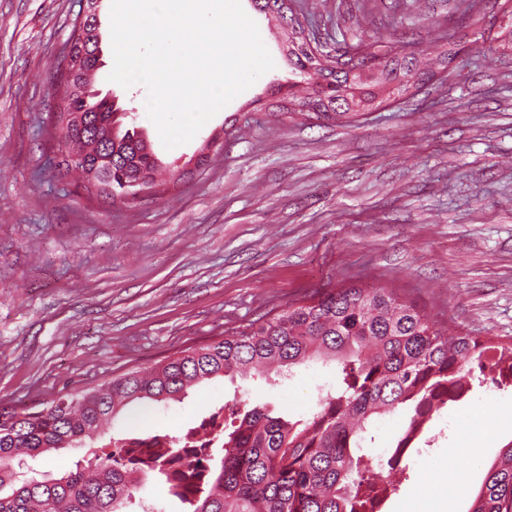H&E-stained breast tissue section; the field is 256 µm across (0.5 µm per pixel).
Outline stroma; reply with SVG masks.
<instances>
[{
	"mask_svg": "<svg viewBox=\"0 0 512 512\" xmlns=\"http://www.w3.org/2000/svg\"><path fill=\"white\" fill-rule=\"evenodd\" d=\"M241 4L275 67L170 150L146 88L108 79L102 12L95 86L134 113L162 165L187 166L219 139L205 165L125 204L88 196L48 133L84 0H0L1 408H40L334 288H386L440 325L512 339V0H292L323 52L434 64L430 80L354 123L283 112L304 76L276 21ZM334 370L214 378L178 401L129 405L36 470L61 477L111 438L174 435L245 394L307 416ZM425 434L430 462L412 457L382 512H427L447 470L464 483L453 512H467L512 441V391L480 388Z\"/></svg>",
	"mask_w": 512,
	"mask_h": 512,
	"instance_id": "35a3bbf8",
	"label": "stroma"
}]
</instances>
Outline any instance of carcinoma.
I'll return each mask as SVG.
<instances>
[{
  "label": "carcinoma",
  "mask_w": 512,
  "mask_h": 512,
  "mask_svg": "<svg viewBox=\"0 0 512 512\" xmlns=\"http://www.w3.org/2000/svg\"><path fill=\"white\" fill-rule=\"evenodd\" d=\"M99 40L96 14L73 24L70 65L76 73L60 72L50 125L66 149L65 172H78L88 191L96 160L119 141L110 174L115 199L134 189L139 165L155 169L159 163L143 134L125 126L112 104L95 94L97 61L88 57L76 67L81 52L91 53ZM294 65L326 81L315 96L294 102L319 106L337 121L359 116L354 108L378 96L363 90L359 75L314 69L306 56H296ZM431 76L412 60L392 57L376 85L402 94L412 80ZM70 112L85 113L88 126L62 127ZM317 360L336 363V386L318 396L310 416L277 415L241 398L232 411L238 424H226L221 409L205 418L224 436L218 469L210 465L214 440L184 458L182 438L163 435L155 458H136L138 449L124 439L94 454L86 468L15 484V461L78 447L132 403L165 404L204 380L290 371ZM489 384L512 387V340L444 329L385 288L334 289L35 411L1 409L0 512H125L143 498V477L150 473L160 475L189 512H380L378 502L405 472L401 449L411 447L441 410ZM397 412L405 415L406 428L391 463L376 466L364 451L365 434L376 419ZM7 486L9 493L3 492ZM467 512H512V441L488 467Z\"/></svg>",
  "instance_id": "cac0c4a2"
}]
</instances>
